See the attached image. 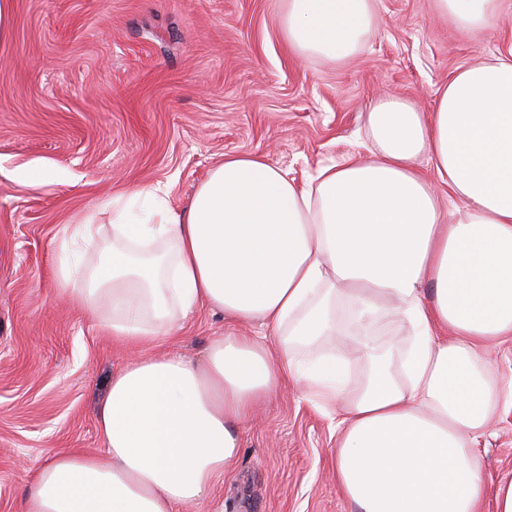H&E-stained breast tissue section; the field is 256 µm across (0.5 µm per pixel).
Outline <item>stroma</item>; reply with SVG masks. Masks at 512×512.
<instances>
[{"instance_id": "1", "label": "stroma", "mask_w": 512, "mask_h": 512, "mask_svg": "<svg viewBox=\"0 0 512 512\" xmlns=\"http://www.w3.org/2000/svg\"><path fill=\"white\" fill-rule=\"evenodd\" d=\"M375 7L359 52L332 63L289 52L279 0H13L0 41V512H19L57 452L102 449L98 409L125 361L62 292L68 225L120 189L159 186L185 208L229 154L262 155L299 183L369 158L379 99L433 111L459 70L512 49V24L465 33L433 0ZM40 170L53 178L24 182ZM229 328L199 310L169 347L200 361ZM366 339L398 363L411 330L385 309ZM336 441L296 388L275 395L197 512H352ZM476 453L488 485L512 478L511 408Z\"/></svg>"}]
</instances>
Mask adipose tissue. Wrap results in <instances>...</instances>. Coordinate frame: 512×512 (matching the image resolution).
Wrapping results in <instances>:
<instances>
[{
	"label": "adipose tissue",
	"instance_id": "obj_1",
	"mask_svg": "<svg viewBox=\"0 0 512 512\" xmlns=\"http://www.w3.org/2000/svg\"><path fill=\"white\" fill-rule=\"evenodd\" d=\"M470 32L506 0H437ZM373 0H280L289 50L354 56ZM377 151L320 168L304 185L257 154L214 166L187 208L159 187L101 202L112 242L89 275L68 263L69 298L130 356L99 408L100 452L69 448L29 480L21 512H183L232 471L241 432L284 385L334 417L336 481L356 512H479L487 482L474 448L512 381L489 349L512 341V51L461 71L435 111L398 99L369 114ZM428 156L431 172L415 165ZM456 203L441 212L436 184ZM390 304L414 338L401 378L377 365L344 410L350 354L303 358L295 343L358 329ZM279 335L232 332L200 362L163 349L199 309Z\"/></svg>",
	"mask_w": 512,
	"mask_h": 512
}]
</instances>
